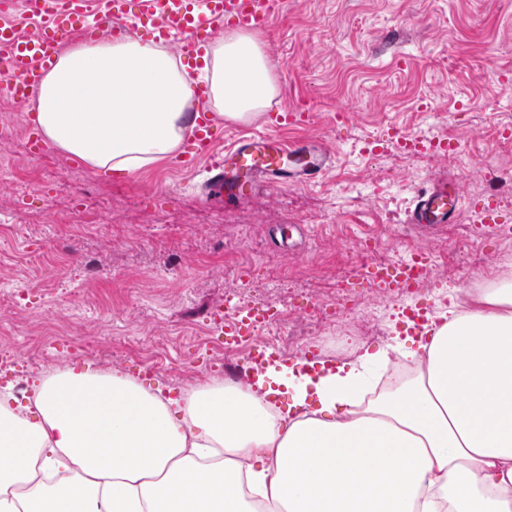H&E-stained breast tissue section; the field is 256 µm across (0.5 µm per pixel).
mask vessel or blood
<instances>
[{
	"label": "vessel or blood",
	"mask_w": 512,
	"mask_h": 512,
	"mask_svg": "<svg viewBox=\"0 0 512 512\" xmlns=\"http://www.w3.org/2000/svg\"><path fill=\"white\" fill-rule=\"evenodd\" d=\"M103 10L93 14L90 0H0V12L9 13L22 4L37 23L26 34L11 24H0V94L16 104H30L48 69L56 62L60 47L74 33L91 39L149 29L153 40L175 46L177 53L192 58L200 47L213 41L225 22L247 29L267 31L272 27L276 0H101ZM196 125L183 167H194L208 158L209 193L212 198L231 201L246 191L265 185L274 187L293 180L313 182L328 168L331 154L326 146L285 144L272 136L239 139L229 150L216 146L214 124L205 94L193 103ZM461 193L455 179L435 177L422 191L409 215L413 229H432L452 223L461 210ZM422 268L418 259L395 263L379 274L381 283L393 288L412 287ZM225 342L255 341L250 316H243L224 330Z\"/></svg>",
	"instance_id": "1"
}]
</instances>
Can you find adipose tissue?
Wrapping results in <instances>:
<instances>
[{
  "mask_svg": "<svg viewBox=\"0 0 512 512\" xmlns=\"http://www.w3.org/2000/svg\"><path fill=\"white\" fill-rule=\"evenodd\" d=\"M194 62L220 119L253 121L278 94L254 33L226 30ZM191 99L180 61L129 38L62 47L33 111L55 148L135 173L176 153ZM470 296L315 377L295 359L171 396L86 363L24 403L0 388V512H512V278ZM61 466L71 479L34 477Z\"/></svg>",
  "mask_w": 512,
  "mask_h": 512,
  "instance_id": "adipose-tissue-1",
  "label": "adipose tissue"
}]
</instances>
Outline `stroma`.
<instances>
[{
	"label": "stroma",
	"mask_w": 512,
	"mask_h": 512,
	"mask_svg": "<svg viewBox=\"0 0 512 512\" xmlns=\"http://www.w3.org/2000/svg\"><path fill=\"white\" fill-rule=\"evenodd\" d=\"M262 40L279 94L251 123L218 121L222 144L268 133L325 143L332 160L316 182L228 205L207 198L205 169L170 159L129 177L53 147L31 155L30 110L0 98L13 129L0 140V387L85 362L151 389L222 381L249 348L225 349L218 330L247 306L280 315L260 335L268 365L347 360L403 335L409 309L438 316L464 284L512 271V223L479 236L470 220L489 171L512 166V0H282ZM444 172L457 220L405 231ZM419 253L426 281L366 285V267Z\"/></svg>",
	"instance_id": "1"
}]
</instances>
